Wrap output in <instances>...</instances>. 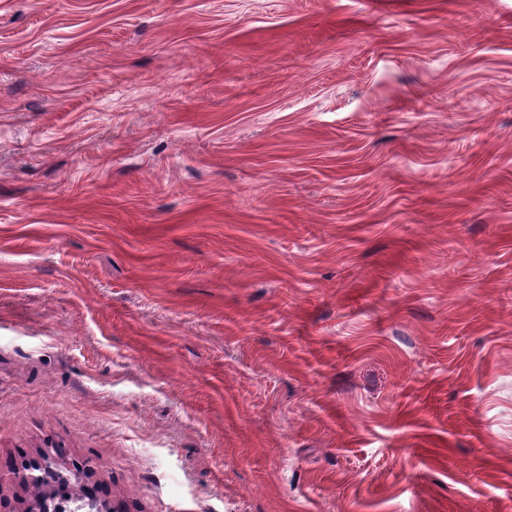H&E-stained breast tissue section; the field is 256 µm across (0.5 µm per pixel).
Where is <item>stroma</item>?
<instances>
[{"mask_svg":"<svg viewBox=\"0 0 512 512\" xmlns=\"http://www.w3.org/2000/svg\"><path fill=\"white\" fill-rule=\"evenodd\" d=\"M128 512H512V0H0V470ZM75 465L72 464L70 467L64 447L55 446L52 451H42L35 464L27 465L22 470L13 469L11 479L19 486L29 489L43 486L52 476L72 479L74 482L79 481L84 484L88 478L92 477L93 469L85 463Z\"/></svg>","mask_w":512,"mask_h":512,"instance_id":"35a3bbf8","label":"stroma"}]
</instances>
